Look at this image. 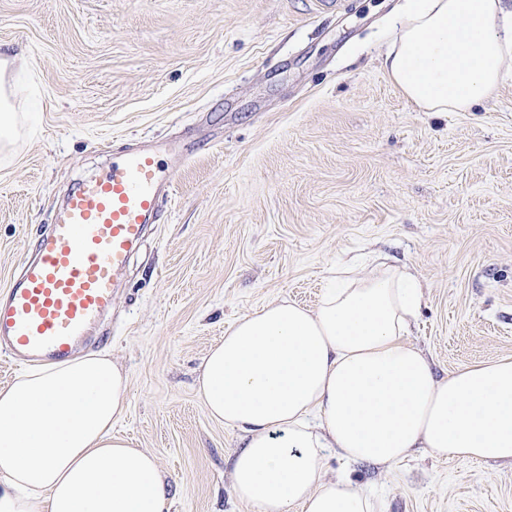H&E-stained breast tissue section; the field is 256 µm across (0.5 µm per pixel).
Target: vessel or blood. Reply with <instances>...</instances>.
Returning a JSON list of instances; mask_svg holds the SVG:
<instances>
[{
    "mask_svg": "<svg viewBox=\"0 0 512 512\" xmlns=\"http://www.w3.org/2000/svg\"><path fill=\"white\" fill-rule=\"evenodd\" d=\"M181 148L139 139L67 194L32 257L0 289V348L13 365L70 360L111 309L134 249L178 180L161 156Z\"/></svg>",
    "mask_w": 512,
    "mask_h": 512,
    "instance_id": "obj_1",
    "label": "vessel or blood"
}]
</instances>
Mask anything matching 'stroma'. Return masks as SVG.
I'll list each match as a JSON object with an SVG mask.
<instances>
[{
    "mask_svg": "<svg viewBox=\"0 0 512 512\" xmlns=\"http://www.w3.org/2000/svg\"><path fill=\"white\" fill-rule=\"evenodd\" d=\"M401 0H0V54L39 110L0 152V289L72 184L143 135L178 138L163 220L103 327L129 377L118 436L153 453L171 512L236 500L241 439L196 394L237 319L315 307L332 269L387 255L424 299L408 343L438 375L512 356V71L469 112H426L384 67ZM375 512H512V464L327 451Z\"/></svg>",
    "mask_w": 512,
    "mask_h": 512,
    "instance_id": "obj_1",
    "label": "stroma"
}]
</instances>
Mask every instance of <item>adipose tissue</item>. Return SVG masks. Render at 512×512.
<instances>
[{
    "label": "adipose tissue",
    "instance_id": "ef3b65f1",
    "mask_svg": "<svg viewBox=\"0 0 512 512\" xmlns=\"http://www.w3.org/2000/svg\"><path fill=\"white\" fill-rule=\"evenodd\" d=\"M385 67L428 112H468L512 69L506 0H404ZM419 280L383 262L329 287L316 308L269 303L225 330L197 394L238 432L234 492L254 512H373L327 449L387 464L420 448L512 463V357L437 377L407 343ZM128 376L108 355L20 372L0 389V512H169L156 457L116 436Z\"/></svg>",
    "mask_w": 512,
    "mask_h": 512
}]
</instances>
